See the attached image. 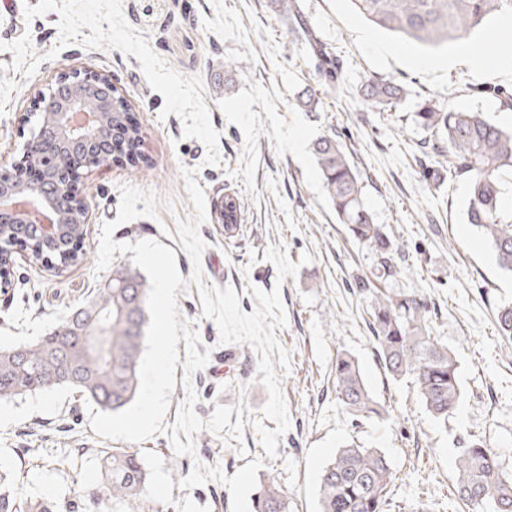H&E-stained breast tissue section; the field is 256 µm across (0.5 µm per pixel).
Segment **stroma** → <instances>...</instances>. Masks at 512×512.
Returning <instances> with one entry per match:
<instances>
[{"label":"stroma","mask_w":512,"mask_h":512,"mask_svg":"<svg viewBox=\"0 0 512 512\" xmlns=\"http://www.w3.org/2000/svg\"><path fill=\"white\" fill-rule=\"evenodd\" d=\"M272 0H0V167L10 168L24 141L20 121L34 88L63 68L89 65L108 72L145 135L144 160L106 163L86 173L81 187L92 212L83 262L63 275L24 253L14 256L11 283L0 290V347L33 340L92 298L111 278L96 272L104 222L116 221L120 188L132 185L176 200L159 218L118 223L119 243L157 240L176 254L182 277L192 261L177 234L194 207L182 169L196 170L206 203L230 195L244 215L235 236L207 217L201 269L206 286L233 287L244 313L254 289L280 288L286 328L275 335L289 354L280 371L290 429L266 458L254 422L267 392L257 383L249 345L219 342L215 322L202 315L197 287L178 291L182 318L210 352L193 375L195 412L209 419L216 405L244 404L241 440L204 430L196 457L177 455L168 436L131 443L148 472L147 497L115 507L101 502L99 456L114 442L97 436L79 393L68 387L0 402V468L22 497L70 504L73 512H231L225 485L179 488L194 462L234 475L263 459L259 481L287 489L293 512H316L320 477L339 448L357 443L382 449L396 475L387 512H466L454 495L455 460L464 442L496 448L512 472V346L494 324L497 308L512 303V274L501 270L490 243L466 220L467 183L449 174L420 147L431 133L413 114L428 99L487 113L512 129V71L493 73L495 56L512 58V39L497 40V21L464 47L468 61L421 69V47L366 21L350 0H300L308 23L336 60L331 76L317 73L294 41ZM403 85L398 108L376 111L360 94L367 78ZM312 94L315 111L299 99ZM335 134L354 150L366 202L377 223L402 249L400 272L388 285L419 290L431 302L437 334L460 365L462 399L439 424L410 379L383 369L364 323L355 283L369 274L372 254L352 242L326 198L312 154L314 141ZM286 250L296 277L278 282L264 258L267 246ZM308 263H301L303 254ZM354 357L386 418L353 420L336 398L332 365Z\"/></svg>","instance_id":"stroma-1"}]
</instances>
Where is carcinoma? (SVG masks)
<instances>
[{
  "instance_id": "1",
  "label": "carcinoma",
  "mask_w": 512,
  "mask_h": 512,
  "mask_svg": "<svg viewBox=\"0 0 512 512\" xmlns=\"http://www.w3.org/2000/svg\"><path fill=\"white\" fill-rule=\"evenodd\" d=\"M356 10L376 26L425 48L463 44L486 21L512 14V0H352ZM291 27L302 33L316 66L328 71L333 57L312 37L298 0H273ZM406 90L373 76L363 89L367 105L379 111L396 107ZM414 121L434 133L429 149L448 162V172L469 184L468 223L487 239L499 266L512 272V216L503 211V191L512 179V130L483 112L455 110L428 100L414 113ZM115 140L138 151L136 132L122 116L113 120ZM322 188L338 223L374 255L370 275L358 280L357 294L368 300L367 314L383 368L394 379L409 377L427 412L438 422L458 407L461 398L458 362L448 346L434 336L430 301L418 290H385L377 283L399 273L401 248L364 202V185L347 145L334 135H322L312 146ZM243 222L237 202L224 199V224ZM83 228L69 225L64 249H78L83 260ZM149 283L137 270L119 264L112 278L83 306L74 309L47 335L17 347L0 348V401L62 386L59 369L67 361L74 371L72 389L103 411L119 412L136 397L139 365L147 322ZM496 327L512 345V305L498 308ZM103 337L97 354L88 353L82 338ZM336 398L356 421L387 410L368 391L355 359L336 356ZM106 479L102 499L118 505L147 495V473L138 453L125 448L103 452ZM396 477L379 448L355 443L339 449L320 478L318 512H385ZM455 492L468 512H512V472L502 468L498 453L480 440L458 449ZM254 512H291L287 491L274 479L264 482L253 501ZM0 512H63L50 501L22 502L13 481L0 473Z\"/></svg>"
}]
</instances>
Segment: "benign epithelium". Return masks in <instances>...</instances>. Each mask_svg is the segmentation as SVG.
Masks as SVG:
<instances>
[{
  "label": "benign epithelium",
  "mask_w": 512,
  "mask_h": 512,
  "mask_svg": "<svg viewBox=\"0 0 512 512\" xmlns=\"http://www.w3.org/2000/svg\"><path fill=\"white\" fill-rule=\"evenodd\" d=\"M32 107L45 121L29 132L20 159L0 169V230L28 225L55 249L63 223L74 220L89 228L92 213L79 178L100 166L99 146L113 136L112 113L127 111L128 104L110 74L84 66L62 71L48 88L35 90ZM63 152L70 155V167L57 182L50 174ZM29 160L39 163L37 181L27 175Z\"/></svg>",
  "instance_id": "1"
}]
</instances>
